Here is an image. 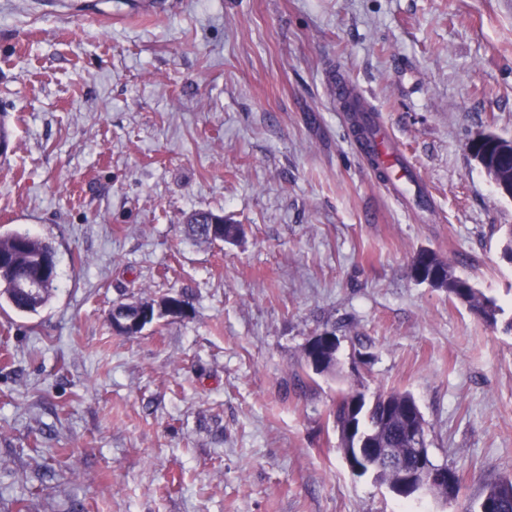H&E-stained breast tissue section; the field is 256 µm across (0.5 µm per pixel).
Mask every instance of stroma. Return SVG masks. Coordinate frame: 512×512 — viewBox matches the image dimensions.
<instances>
[{
  "label": "stroma",
  "instance_id": "35a3bbf8",
  "mask_svg": "<svg viewBox=\"0 0 512 512\" xmlns=\"http://www.w3.org/2000/svg\"><path fill=\"white\" fill-rule=\"evenodd\" d=\"M86 2L0 0V233L57 269L37 312L0 310V512H472L512 477V199L469 151L512 138V0ZM338 79L427 208L377 185ZM199 209L241 237H188ZM422 249L497 323L416 282ZM179 293L189 317L113 331V305ZM383 389L414 397L458 498L351 475L332 401Z\"/></svg>",
  "mask_w": 512,
  "mask_h": 512
}]
</instances>
